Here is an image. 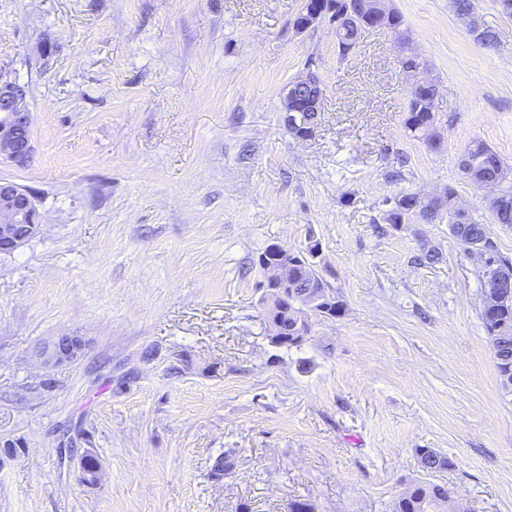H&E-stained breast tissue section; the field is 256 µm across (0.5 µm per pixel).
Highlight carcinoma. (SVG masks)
I'll use <instances>...</instances> for the list:
<instances>
[{
	"label": "carcinoma",
	"mask_w": 512,
	"mask_h": 512,
	"mask_svg": "<svg viewBox=\"0 0 512 512\" xmlns=\"http://www.w3.org/2000/svg\"><path fill=\"white\" fill-rule=\"evenodd\" d=\"M430 100L418 93L408 100L404 125L411 136L423 141L433 150L440 149L435 142L434 130L435 114L429 111ZM469 166L476 176L493 177L496 169L495 163L500 156L486 143L475 140L465 150ZM499 201L489 207L494 223L512 224V181L502 183ZM395 201L389 198L382 200L385 210L383 220L394 229L405 224H434L436 222L448 223V229L459 243L469 240L485 239V256L477 258L482 269V277H487V263L491 262L503 267H512V259L498 250L491 237L488 236L485 224L466 214L457 206V196L453 188L446 187L440 195L435 197L427 207L415 212L414 197L406 191L394 194ZM294 266L290 270L288 287L298 294L307 290L330 289L327 282L316 272L309 259L302 253H296L291 258ZM502 297L490 308L482 309L481 318L491 341L498 377L507 376L512 379V286L505 284L501 290ZM301 314L300 308L287 306L277 310L273 321L281 339H273L271 343L280 347H299L310 330L299 333L296 328ZM422 468L433 466L439 470L453 466L452 460L444 453L433 448L418 449ZM448 491L440 485H429L423 481L413 482L397 497L392 505L391 512H430L431 499L440 498Z\"/></svg>",
	"instance_id": "1"
}]
</instances>
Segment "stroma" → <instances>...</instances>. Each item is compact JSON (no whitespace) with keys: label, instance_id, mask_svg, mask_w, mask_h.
<instances>
[{"label":"stroma","instance_id":"35a3bbf8","mask_svg":"<svg viewBox=\"0 0 512 512\" xmlns=\"http://www.w3.org/2000/svg\"><path fill=\"white\" fill-rule=\"evenodd\" d=\"M303 5L0 0V77L25 86L35 146L0 179L42 216L0 255V444L24 447L0 460V512H389L417 480L512 512V394L478 262L444 223L377 232L385 196L450 185L512 257V225L457 167L475 139L512 164V20L479 0L489 50L448 0H386L438 87L434 151L403 125L396 35L368 30L341 61L326 27L295 31ZM310 60L324 96L302 144L281 102ZM312 239L344 312L279 348L258 257ZM427 246L440 261L415 264ZM73 331L85 357L34 392L36 348ZM421 448L452 467L424 471Z\"/></svg>","mask_w":512,"mask_h":512}]
</instances>
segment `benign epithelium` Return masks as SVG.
<instances>
[{
    "mask_svg": "<svg viewBox=\"0 0 512 512\" xmlns=\"http://www.w3.org/2000/svg\"><path fill=\"white\" fill-rule=\"evenodd\" d=\"M363 16L376 22V27L398 32L393 25H384L386 11L378 0H363L360 6ZM469 33L474 34L485 27L479 9L474 7L457 15ZM360 17L349 11L337 14L321 11L311 12V17L295 26L302 33L314 26H326L336 39H341L346 29L359 24ZM421 64L404 67L401 73L408 87V96H413L421 86L437 90L436 84L426 78L419 79ZM323 88L317 74L308 73L288 83L282 97V121L290 136L297 142L312 140L319 125L322 108ZM30 113L26 92L22 85L0 79V162L15 167L27 166L33 157L34 146L30 134ZM41 216L32 193L12 182L0 180V254L13 253L38 234ZM279 257L272 262H263L266 287L271 305H278L284 298L281 285L288 281V255L292 250L280 246ZM329 296L321 291L301 298L299 306L308 312H325ZM89 346V340L78 334H62L41 344L35 351L40 366L49 370L55 366L81 360Z\"/></svg>",
    "mask_w": 512,
    "mask_h": 512,
    "instance_id": "obj_1",
    "label": "benign epithelium"
}]
</instances>
